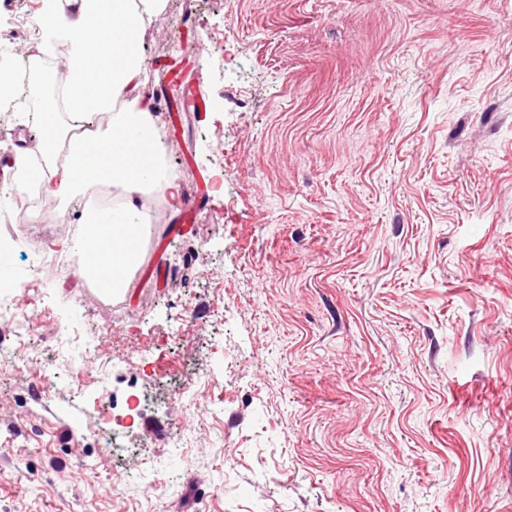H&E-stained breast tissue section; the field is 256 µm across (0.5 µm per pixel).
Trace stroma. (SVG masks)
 Here are the masks:
<instances>
[{"label":"stroma","mask_w":512,"mask_h":512,"mask_svg":"<svg viewBox=\"0 0 512 512\" xmlns=\"http://www.w3.org/2000/svg\"><path fill=\"white\" fill-rule=\"evenodd\" d=\"M141 44L165 162L209 204L174 236L140 197L113 297L40 265L90 195L65 226L0 191L36 217L0 223L35 314L0 366V512H512V0H169ZM162 58L204 111L172 122ZM20 147L39 123L0 122V160ZM87 309L108 384L82 397ZM157 70L160 72V83L162 87L168 85H179L183 89V93L187 96L183 106L178 105L182 112H186V108H191L192 112H201L205 109V102L200 93L199 85L193 80H187L186 75L180 66L172 61H159L156 64Z\"/></svg>","instance_id":"35a3bbf8"}]
</instances>
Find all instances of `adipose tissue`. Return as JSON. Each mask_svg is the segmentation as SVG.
Masks as SVG:
<instances>
[{
    "label": "adipose tissue",
    "instance_id": "adipose-tissue-1",
    "mask_svg": "<svg viewBox=\"0 0 512 512\" xmlns=\"http://www.w3.org/2000/svg\"><path fill=\"white\" fill-rule=\"evenodd\" d=\"M168 0H37L33 19L42 48L70 49L69 73L37 72L29 92L41 98V184L67 203L109 182L131 191L160 188L177 199L176 176L164 163L158 122L139 91L144 55L141 29ZM112 115L110 130L82 127L98 114ZM86 232L72 243L80 273L121 289L122 275L137 265L147 222L134 204L86 211Z\"/></svg>",
    "mask_w": 512,
    "mask_h": 512
}]
</instances>
